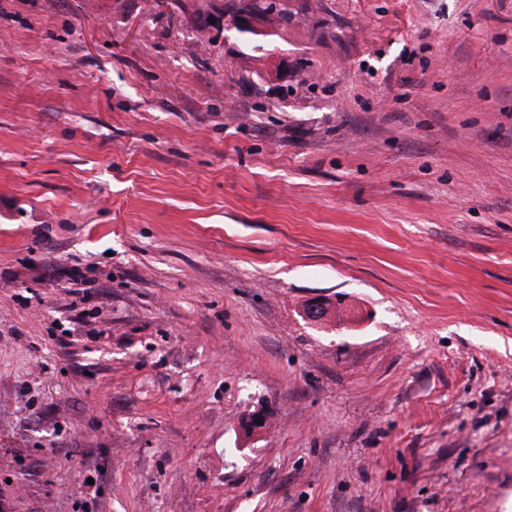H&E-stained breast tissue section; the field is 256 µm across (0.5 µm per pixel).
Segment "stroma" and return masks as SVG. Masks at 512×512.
<instances>
[{
	"mask_svg": "<svg viewBox=\"0 0 512 512\" xmlns=\"http://www.w3.org/2000/svg\"><path fill=\"white\" fill-rule=\"evenodd\" d=\"M280 2L0 0V512H512V0Z\"/></svg>",
	"mask_w": 512,
	"mask_h": 512,
	"instance_id": "35a3bbf8",
	"label": "stroma"
}]
</instances>
